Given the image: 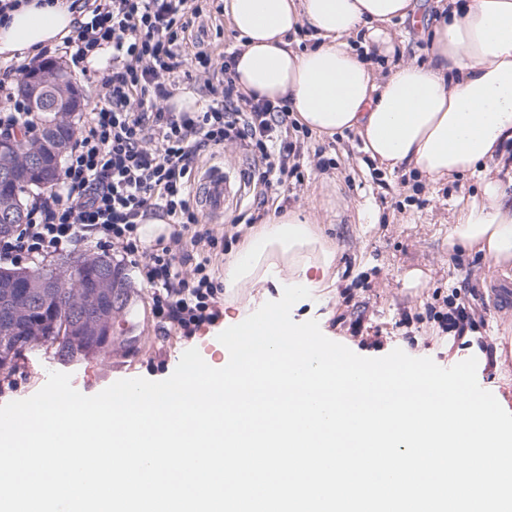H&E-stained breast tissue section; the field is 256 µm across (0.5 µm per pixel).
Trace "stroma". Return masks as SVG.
<instances>
[{
  "label": "stroma",
  "instance_id": "1",
  "mask_svg": "<svg viewBox=\"0 0 512 512\" xmlns=\"http://www.w3.org/2000/svg\"><path fill=\"white\" fill-rule=\"evenodd\" d=\"M433 16L429 10L416 24L390 25L397 54L427 62L423 31ZM303 141V178L291 185L286 206L311 218L335 244L336 260L310 298L292 307V319L316 320L326 337L369 357L372 349L347 333L350 321L364 316L373 330L392 337L394 347L413 357L437 358L438 324L428 306L442 311L448 297L468 299L470 288L483 277L512 279L511 261L497 264L479 246L460 251L448 243L460 209L481 195L478 180L463 173L430 183L407 168H379L352 131L331 137L312 132ZM321 158L329 162L323 171L316 167ZM133 288L139 321L134 351L72 365L60 363L47 345L21 349L0 369V405L34 395L52 371L70 374L72 386L92 396L120 379H166L189 347L214 365L228 363L219 327L205 328L190 344L165 338L146 288L138 282ZM406 311L412 319L405 325ZM480 332L495 344L498 366L494 374H478V383L512 412V311L489 309Z\"/></svg>",
  "mask_w": 512,
  "mask_h": 512
}]
</instances>
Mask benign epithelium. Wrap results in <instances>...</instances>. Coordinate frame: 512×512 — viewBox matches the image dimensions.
I'll use <instances>...</instances> for the list:
<instances>
[{"label":"benign epithelium","instance_id":"benign-epithelium-1","mask_svg":"<svg viewBox=\"0 0 512 512\" xmlns=\"http://www.w3.org/2000/svg\"><path fill=\"white\" fill-rule=\"evenodd\" d=\"M22 92L35 105L45 106L58 112H77L82 108V100L72 80L63 68L55 63L42 64L27 73L21 85ZM69 147V140L62 136H49L33 151L26 164V171L35 174L38 180H48L60 168V161ZM17 139L11 135H0V182L8 181L15 174L12 159L17 153ZM23 213L19 197L0 196V223L11 225ZM99 277L96 282L98 295L113 301L119 298L118 284L112 276V261L100 257L96 261ZM22 286L32 303L45 308L56 297L64 281L56 277H42L37 280L10 278L0 280V288ZM111 314L100 313L94 319L84 300H79L69 309L67 320L63 322L61 333L68 336H93L100 325L110 320Z\"/></svg>","mask_w":512,"mask_h":512}]
</instances>
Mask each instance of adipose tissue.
I'll use <instances>...</instances> for the list:
<instances>
[{
  "instance_id": "adipose-tissue-1",
  "label": "adipose tissue",
  "mask_w": 512,
  "mask_h": 512,
  "mask_svg": "<svg viewBox=\"0 0 512 512\" xmlns=\"http://www.w3.org/2000/svg\"><path fill=\"white\" fill-rule=\"evenodd\" d=\"M442 17L426 29L427 64L404 60L378 76L349 47L365 31L384 56L394 47L388 23L406 21L416 0H224L244 43L235 81L247 93L288 98L297 119L319 135L356 131L372 159L417 170L430 182L468 172L484 202L462 211L451 245H484L512 260V210L504 207L497 159L512 152V0H437ZM76 15L67 0H21L0 23V57L24 59L61 44ZM309 25L319 46L297 52L291 37ZM334 246L310 221L287 211L252 231L224 264V288L266 283L315 287L310 270L328 271Z\"/></svg>"
}]
</instances>
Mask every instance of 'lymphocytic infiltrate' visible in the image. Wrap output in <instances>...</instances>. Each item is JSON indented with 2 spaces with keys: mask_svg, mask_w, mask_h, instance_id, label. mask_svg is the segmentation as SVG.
<instances>
[{
  "mask_svg": "<svg viewBox=\"0 0 512 512\" xmlns=\"http://www.w3.org/2000/svg\"><path fill=\"white\" fill-rule=\"evenodd\" d=\"M78 15L65 40L73 65L112 51V71L99 80L61 176L37 194L26 224L0 236V258L17 264L70 251L84 239L129 258L151 291L165 335L189 340L221 317L217 276L227 235L194 207L200 160L232 142L252 159L248 179L258 194L248 221L267 215L299 178L303 148L289 132V102L248 95L234 79L236 54L197 42L200 0H69ZM33 133L26 100L0 79V131ZM171 224L169 238L143 246L141 226ZM487 309L477 300L449 301L437 319L448 340L443 358L477 353L482 371L497 367L496 350L478 333Z\"/></svg>",
  "mask_w": 512,
  "mask_h": 512,
  "instance_id": "lymphocytic-infiltrate-1",
  "label": "lymphocytic infiltrate"
}]
</instances>
